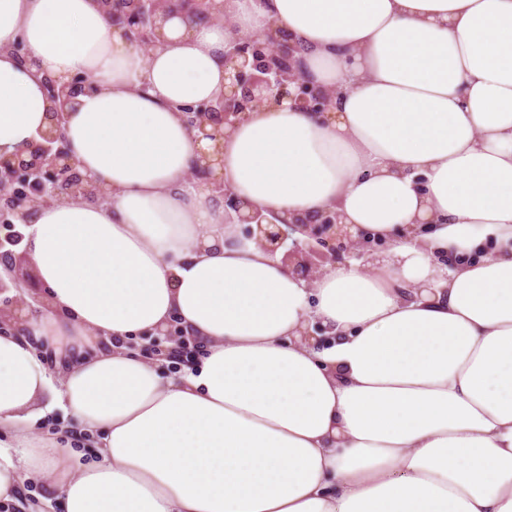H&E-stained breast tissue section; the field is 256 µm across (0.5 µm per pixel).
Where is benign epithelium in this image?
Returning a JSON list of instances; mask_svg holds the SVG:
<instances>
[{
    "label": "benign epithelium",
    "instance_id": "obj_1",
    "mask_svg": "<svg viewBox=\"0 0 512 512\" xmlns=\"http://www.w3.org/2000/svg\"><path fill=\"white\" fill-rule=\"evenodd\" d=\"M108 18L121 25L130 44L146 53L163 43L162 21L169 5L187 9L188 17L215 22L224 17L223 0H106ZM301 49L277 23L268 24L264 36L234 33L224 51V68L229 83L224 94L198 105L181 106L188 128L198 138L212 142L219 154L226 130L245 118L248 111L270 103L290 102L292 108L323 116L334 108L335 92L306 80L301 70ZM51 107L49 124L39 139L31 140L9 155H0V223L27 224L36 209L54 201L75 199L95 193L96 183L81 174L65 135L67 112L75 108L77 97L93 90L88 78L75 76L67 84L44 78ZM190 175L204 180L224 197V210L247 226V236L260 241L282 262L296 261L300 271L324 265L353 249H364L350 227L339 222L333 208L312 219L296 217L265 221L257 208L244 210L232 190L213 177L212 162L194 165ZM300 232L304 238H294ZM292 240V247L286 241Z\"/></svg>",
    "mask_w": 512,
    "mask_h": 512
}]
</instances>
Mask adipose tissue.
Here are the masks:
<instances>
[{
    "label": "adipose tissue",
    "mask_w": 512,
    "mask_h": 512,
    "mask_svg": "<svg viewBox=\"0 0 512 512\" xmlns=\"http://www.w3.org/2000/svg\"><path fill=\"white\" fill-rule=\"evenodd\" d=\"M143 54L98 0H0V154L48 125L44 76L102 199L39 207L23 253L49 309L0 333V502L64 512H512V0H224ZM285 28L333 112L251 110L218 176L267 217L335 208L369 266L286 267L190 184L233 31ZM24 42L26 60L11 52ZM177 323L165 376L135 344ZM61 409L89 444L46 440ZM33 429L44 437L56 436L58 438L59 433L62 432L71 434L77 432V425L71 418L64 419L63 412L56 409L45 417L37 419L33 423ZM21 506H8L6 509L0 504V512H61V504L55 497L47 479L26 485L22 497Z\"/></svg>",
    "instance_id": "obj_1"
}]
</instances>
